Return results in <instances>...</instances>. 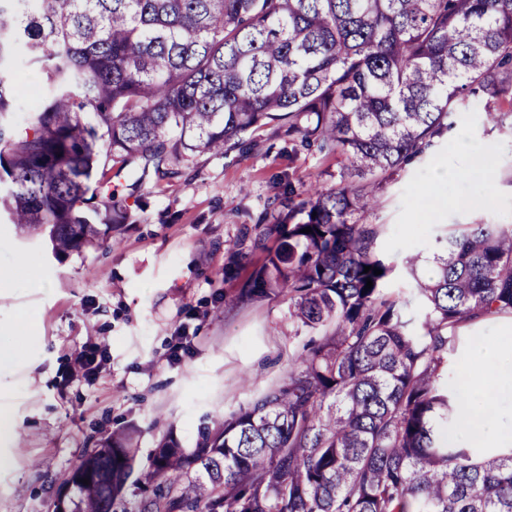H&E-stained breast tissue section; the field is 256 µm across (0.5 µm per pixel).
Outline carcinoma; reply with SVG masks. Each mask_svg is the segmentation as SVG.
Here are the masks:
<instances>
[{"instance_id": "obj_1", "label": "carcinoma", "mask_w": 512, "mask_h": 512, "mask_svg": "<svg viewBox=\"0 0 512 512\" xmlns=\"http://www.w3.org/2000/svg\"><path fill=\"white\" fill-rule=\"evenodd\" d=\"M19 63L46 84L21 129ZM478 92L503 124L512 0H0V210L57 257L128 219L114 163L171 177L283 119L344 159L336 186L286 188L251 245L266 259L240 299L286 292L314 335L288 380L204 425L190 453L161 440L137 472L129 434L112 433L55 512H114L133 475L138 512H512V448L442 432L460 330L512 316V226L464 225L433 277L406 258L410 288L394 293L379 227L360 222Z\"/></svg>"}]
</instances>
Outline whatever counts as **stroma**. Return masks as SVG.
Masks as SVG:
<instances>
[{
	"label": "stroma",
	"instance_id": "stroma-1",
	"mask_svg": "<svg viewBox=\"0 0 512 512\" xmlns=\"http://www.w3.org/2000/svg\"><path fill=\"white\" fill-rule=\"evenodd\" d=\"M485 104L473 100L458 119L491 146V173L445 185L436 216L414 223L411 202L438 163L468 170L443 137L362 212L380 228L378 252L395 264L388 289L406 287V256H431L459 225H512V128L484 124ZM287 128L271 121L246 148L198 153L175 177L141 180L125 200L126 224L78 254L55 257L0 218V269L14 281L0 292V343L22 351L0 372V407L17 428L0 467V512H53L60 484L115 430L133 429L143 466L163 438L196 448L204 423L287 380L310 335L290 320L287 294L239 300L262 251L232 258L257 226L273 223L271 203L285 185L300 193L339 179L335 157L290 146ZM510 325L499 317L462 329L449 379L469 367L474 339L496 340Z\"/></svg>",
	"mask_w": 512,
	"mask_h": 512
}]
</instances>
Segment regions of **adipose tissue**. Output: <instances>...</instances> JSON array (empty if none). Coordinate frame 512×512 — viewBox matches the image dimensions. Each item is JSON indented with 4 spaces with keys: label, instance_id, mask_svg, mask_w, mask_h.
Here are the masks:
<instances>
[{
    "label": "adipose tissue",
    "instance_id": "ef3b65f1",
    "mask_svg": "<svg viewBox=\"0 0 512 512\" xmlns=\"http://www.w3.org/2000/svg\"><path fill=\"white\" fill-rule=\"evenodd\" d=\"M469 357L482 374L461 371L457 378L455 416L468 431L473 446L494 439L497 447H512V423H504L501 401H512V345L475 341Z\"/></svg>",
    "mask_w": 512,
    "mask_h": 512
}]
</instances>
